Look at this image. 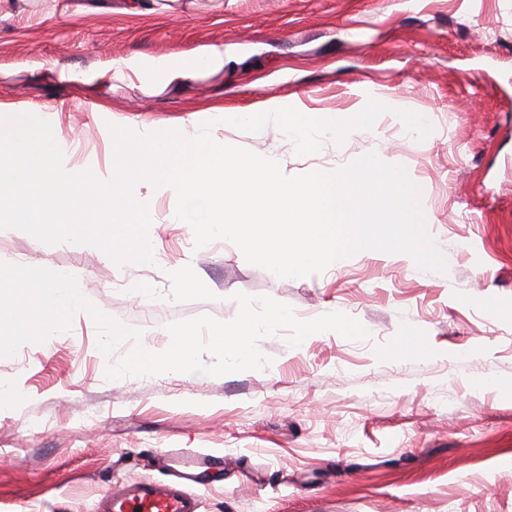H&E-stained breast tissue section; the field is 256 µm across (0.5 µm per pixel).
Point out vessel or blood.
Returning <instances> with one entry per match:
<instances>
[{
    "mask_svg": "<svg viewBox=\"0 0 512 512\" xmlns=\"http://www.w3.org/2000/svg\"><path fill=\"white\" fill-rule=\"evenodd\" d=\"M200 501L182 481H148L112 490L99 512H199Z\"/></svg>",
    "mask_w": 512,
    "mask_h": 512,
    "instance_id": "b4317fda",
    "label": "vessel or blood"
}]
</instances>
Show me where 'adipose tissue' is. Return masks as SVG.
<instances>
[{
	"label": "adipose tissue",
	"instance_id": "adipose-tissue-1",
	"mask_svg": "<svg viewBox=\"0 0 512 512\" xmlns=\"http://www.w3.org/2000/svg\"><path fill=\"white\" fill-rule=\"evenodd\" d=\"M224 46L220 43L202 45L190 52L174 50L160 56L132 54L105 56L87 66L56 68L38 62L34 65L40 78L80 90L92 99L94 111L108 109V97L121 85L136 81L151 91L196 83L203 75L224 72Z\"/></svg>",
	"mask_w": 512,
	"mask_h": 512
}]
</instances>
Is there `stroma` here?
<instances>
[{
	"instance_id": "35a3bbf8",
	"label": "stroma",
	"mask_w": 512,
	"mask_h": 512,
	"mask_svg": "<svg viewBox=\"0 0 512 512\" xmlns=\"http://www.w3.org/2000/svg\"><path fill=\"white\" fill-rule=\"evenodd\" d=\"M85 2L0 19V100L52 114L59 139L82 135L77 171L113 168L112 124L190 132L215 106L258 114L274 98L354 116L374 99L390 111L372 130L324 138L310 156L273 125L215 124L212 136L292 175L385 154L421 186L449 271L420 275L402 255L365 250L281 279L230 241L195 247L186 225L168 223L165 195L151 200V265L0 228V263L77 272L97 309L142 332L106 355L95 321L77 315L48 344L0 358V382L19 395L0 408V512H97L117 483L170 479L171 448L224 456L194 489L200 512H512V0H176L143 15ZM216 42L223 76L159 95L126 86L108 112L28 70ZM398 108L429 115L432 133L407 134ZM184 268L194 284L178 279ZM239 292L301 320L341 312L369 335L319 332L293 348L281 330L260 340L272 360L261 370L107 379L134 344L166 350L173 322L233 320Z\"/></svg>"
}]
</instances>
